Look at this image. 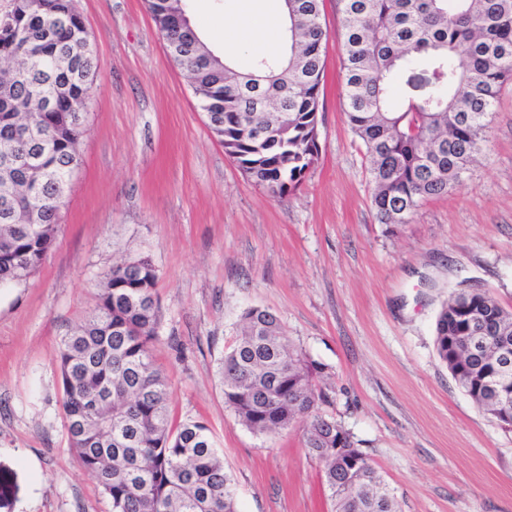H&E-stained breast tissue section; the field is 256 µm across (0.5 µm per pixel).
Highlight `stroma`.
Returning a JSON list of instances; mask_svg holds the SVG:
<instances>
[{
  "label": "stroma",
  "instance_id": "stroma-1",
  "mask_svg": "<svg viewBox=\"0 0 512 512\" xmlns=\"http://www.w3.org/2000/svg\"><path fill=\"white\" fill-rule=\"evenodd\" d=\"M99 72L81 166L41 266L0 288V512H111L70 448L59 343L92 312L129 255L159 282L156 366L173 421L209 428L240 512H331L303 425L257 435L224 405L216 365L243 312L269 308L328 375L321 413L348 429L401 512H512V428L485 414L436 354L435 319L463 288L512 312V82L486 153L463 185L411 223H379L368 160L343 112L340 15L323 0L325 84L318 157L294 192L254 185L207 125L187 71L146 0H74ZM215 52L277 51L236 35L277 0H187Z\"/></svg>",
  "mask_w": 512,
  "mask_h": 512
}]
</instances>
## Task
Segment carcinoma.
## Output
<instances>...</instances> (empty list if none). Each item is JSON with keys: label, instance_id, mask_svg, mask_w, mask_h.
Here are the masks:
<instances>
[{"label": "carcinoma", "instance_id": "obj_1", "mask_svg": "<svg viewBox=\"0 0 512 512\" xmlns=\"http://www.w3.org/2000/svg\"><path fill=\"white\" fill-rule=\"evenodd\" d=\"M157 30L176 45L208 126L255 185L283 197L318 152L327 39L320 0H288L278 58L241 68L193 26L184 0H147ZM344 114L365 149L382 224H408L421 201L463 183L487 142L500 88L512 81V0H338ZM0 26V286L45 260L70 178L78 169L87 92L97 74L93 38L72 0H10ZM262 139H254L257 127ZM27 168L5 165L8 158ZM158 273L127 257L100 285L92 315L62 337L61 407L70 447L112 512H238L232 480L205 423L173 425L170 392L152 360ZM483 315L470 332L462 301ZM512 339V313L487 292L451 298L438 314L437 356L492 417L512 401V372L496 375L495 337ZM224 404L257 434L307 419L303 446L322 465L334 512H399L393 490L341 423L316 413L325 366L289 339L278 316L251 307L218 362ZM356 454L351 475L336 461Z\"/></svg>", "mask_w": 512, "mask_h": 512}]
</instances>
